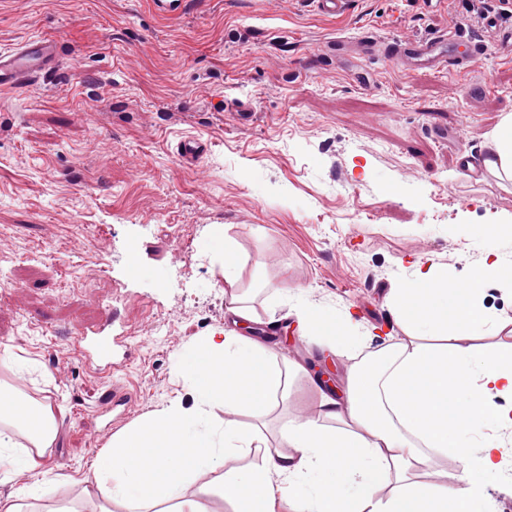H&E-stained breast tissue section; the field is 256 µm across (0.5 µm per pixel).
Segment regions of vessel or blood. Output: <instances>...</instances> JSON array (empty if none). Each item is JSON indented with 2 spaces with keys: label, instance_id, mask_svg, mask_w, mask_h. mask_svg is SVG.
Instances as JSON below:
<instances>
[{
  "label": "vessel or blood",
  "instance_id": "obj_1",
  "mask_svg": "<svg viewBox=\"0 0 512 512\" xmlns=\"http://www.w3.org/2000/svg\"><path fill=\"white\" fill-rule=\"evenodd\" d=\"M354 0H306L313 11L327 17L342 18L351 10ZM498 51L512 55V21H504L497 15L485 21ZM487 44L473 38H462L456 32L433 33L423 37H402L387 41L384 48H377L373 41H365V54L382 50L388 61L397 65L403 73L421 70L430 72H460L470 67L488 50ZM62 53L59 40L33 37L21 42L12 50L0 51V88L16 89L35 86L41 76L54 71ZM123 339L112 335L111 315L102 316L95 328H81L76 333V346L90 363L106 375L121 370L117 356L124 347Z\"/></svg>",
  "mask_w": 512,
  "mask_h": 512
}]
</instances>
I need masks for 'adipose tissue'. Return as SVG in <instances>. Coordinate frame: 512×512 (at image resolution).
Wrapping results in <instances>:
<instances>
[{
    "label": "adipose tissue",
    "instance_id": "adipose-tissue-1",
    "mask_svg": "<svg viewBox=\"0 0 512 512\" xmlns=\"http://www.w3.org/2000/svg\"><path fill=\"white\" fill-rule=\"evenodd\" d=\"M500 260L483 262L468 285L447 272L416 267L396 290L398 322L411 342L382 348L385 370L377 376L351 370L341 393L316 390L312 418L290 422L268 463L227 478L219 468L225 452L252 448L257 433L234 423L245 413L263 419L283 388L269 350L246 336L208 337L186 351L177 372L195 397L193 408L169 407L113 437L94 463L90 491L101 502L121 501L127 512H154L174 503L175 512H202L186 491L210 476L236 498L238 512H278L292 497L297 512H481L470 487L437 470L436 458L457 457L462 467L480 461L479 475L498 474L503 436L512 415L488 403L490 394L512 395V353L476 354L460 347L433 348L479 329L482 283L501 277ZM309 335L332 350L347 349L349 316L303 310ZM478 401L468 420L458 398ZM226 418L215 421L214 407ZM55 415L47 404H28L0 385V475L40 468L53 445ZM387 497H379L383 486Z\"/></svg>",
    "mask_w": 512,
    "mask_h": 512
}]
</instances>
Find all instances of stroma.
I'll use <instances>...</instances> for the list:
<instances>
[{"instance_id": "stroma-1", "label": "stroma", "mask_w": 512, "mask_h": 512, "mask_svg": "<svg viewBox=\"0 0 512 512\" xmlns=\"http://www.w3.org/2000/svg\"><path fill=\"white\" fill-rule=\"evenodd\" d=\"M454 28L485 34L463 0H355L343 19L299 0H188L176 17L148 0H0V49L35 35L65 44L38 86L0 90V352L13 354L0 382L56 416L43 470L0 479V502L94 512L84 487L99 449L167 406H194L175 362L213 332L267 340L277 364L320 367L340 384L367 351L338 355L302 337L298 309L351 313V334H374L378 349L407 335L395 290L415 263L460 283L490 248L512 266V238L474 234L512 224V180L474 181L455 164L460 145L487 156L512 114V57L492 48L464 74L408 76L357 48L364 36ZM462 82L490 91L455 93ZM433 126L461 138L435 143ZM187 138L206 147L198 163L178 153ZM228 239L249 322L226 313ZM483 305L502 329L458 346H511L512 279L485 282ZM106 309L131 349L109 379L75 346L76 328ZM114 387L129 402L102 413ZM288 391L250 451L225 454V474L260 468L288 421L312 412L305 377ZM437 464L469 484L456 459ZM36 482L41 497H23ZM472 487L493 512H512V474Z\"/></svg>"}]
</instances>
